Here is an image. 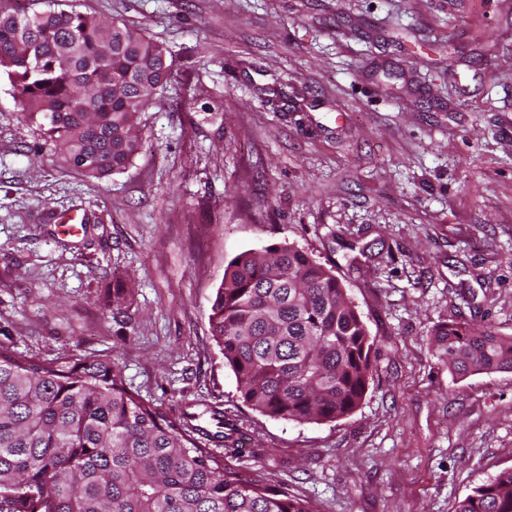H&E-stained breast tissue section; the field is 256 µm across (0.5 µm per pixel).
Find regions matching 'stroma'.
Masks as SVG:
<instances>
[{
    "instance_id": "stroma-1",
    "label": "stroma",
    "mask_w": 512,
    "mask_h": 512,
    "mask_svg": "<svg viewBox=\"0 0 512 512\" xmlns=\"http://www.w3.org/2000/svg\"><path fill=\"white\" fill-rule=\"evenodd\" d=\"M60 2L140 26L172 74L103 178L52 156L0 80V345L117 359L317 512H456L512 467V371L456 376L429 347L451 318L512 334V0ZM270 244L332 267L374 341L344 419L250 409L210 334L227 263Z\"/></svg>"
}]
</instances>
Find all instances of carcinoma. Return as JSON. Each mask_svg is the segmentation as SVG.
I'll list each match as a JSON object with an SVG mask.
<instances>
[{
  "label": "carcinoma",
  "mask_w": 512,
  "mask_h": 512,
  "mask_svg": "<svg viewBox=\"0 0 512 512\" xmlns=\"http://www.w3.org/2000/svg\"><path fill=\"white\" fill-rule=\"evenodd\" d=\"M0 0V71L22 120L67 163L121 172L142 146L141 114L171 75L166 49L123 20ZM240 398L271 419L333 422L361 404L367 328L333 270L293 246L235 256L209 313ZM432 347L451 372L512 370V334L442 323ZM186 412L127 385L107 355L47 359L0 345V512H315L206 451ZM456 512H512V467Z\"/></svg>",
  "instance_id": "cac0c4a2"
}]
</instances>
